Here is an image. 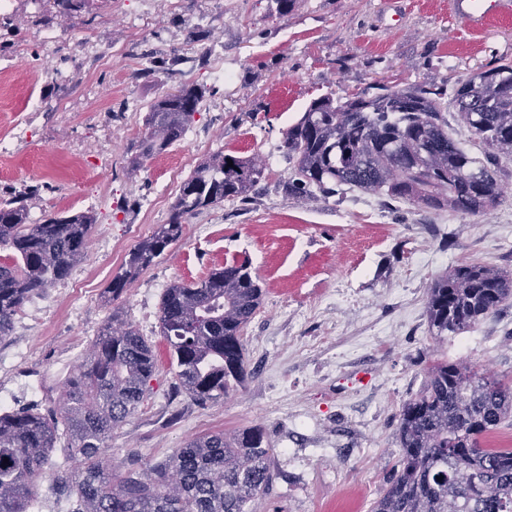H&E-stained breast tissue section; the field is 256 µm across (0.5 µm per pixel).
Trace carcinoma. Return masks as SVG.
Returning a JSON list of instances; mask_svg holds the SVG:
<instances>
[{"label":"carcinoma","instance_id":"cac0c4a2","mask_svg":"<svg viewBox=\"0 0 512 512\" xmlns=\"http://www.w3.org/2000/svg\"><path fill=\"white\" fill-rule=\"evenodd\" d=\"M434 86L378 83L345 99H313L283 133L291 164L285 196L324 198L349 189L391 203L475 214L502 191L497 155L512 157V59L500 58L457 82L454 117L487 148L480 161L448 137V105ZM199 91L183 86L149 106L145 132L130 150L140 167L182 140L194 122ZM233 166H227V160ZM253 156L219 153L182 182L166 223L129 252L106 288L120 299L139 275L183 235L186 218L225 201H243L264 178ZM95 217L80 211L39 224L13 199H0V340L14 316L44 289L65 280L85 256ZM263 288L251 262L234 259L200 281H175L164 291L159 333L177 389L199 405L244 386L243 332ZM512 299V274L464 262L428 289L426 315L439 338L463 333ZM158 360L152 344L117 310L86 361L66 380L56 408L0 413V512H33L50 453L68 441L76 468L56 470L53 483L76 497L75 512H254L272 487L274 449L265 430L208 432L187 440L165 461L115 474L107 463L112 433L147 397ZM512 426V380L483 367L438 358L422 391L398 415L399 455L385 493L371 512H512V448L491 434Z\"/></svg>","mask_w":512,"mask_h":512}]
</instances>
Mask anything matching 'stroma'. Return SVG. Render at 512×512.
Here are the masks:
<instances>
[{
  "mask_svg": "<svg viewBox=\"0 0 512 512\" xmlns=\"http://www.w3.org/2000/svg\"><path fill=\"white\" fill-rule=\"evenodd\" d=\"M502 57L512 58V15L474 29L451 0H299L287 13L276 0H182L176 9L86 0L71 16L40 0L19 11L0 29V133L17 119L28 126L0 152V198L21 199L34 224L87 210L96 223L82 262L35 295L0 340V409L54 408L117 307L161 358L146 399L112 435L114 472L165 460L198 434L260 425L280 476L255 512H314L343 484L363 492L359 512H370L398 459L399 411L431 360L477 362L512 379V301L441 341L426 316L428 288L457 264L512 273V160L499 164L502 199L477 214L386 205L358 190L298 201L279 187L289 167L282 132L321 95L375 82L451 87ZM185 85L202 91L185 137L130 170L127 147L150 104ZM219 152L259 156L265 180L248 201L189 216L182 238L106 306L127 253L166 223L182 181ZM74 155L85 161L78 174L65 167ZM101 155L111 168H98ZM244 256L265 288L244 330L251 374L201 406L174 387L160 301L170 283Z\"/></svg>",
  "mask_w": 512,
  "mask_h": 512,
  "instance_id": "35a3bbf8",
  "label": "stroma"
}]
</instances>
